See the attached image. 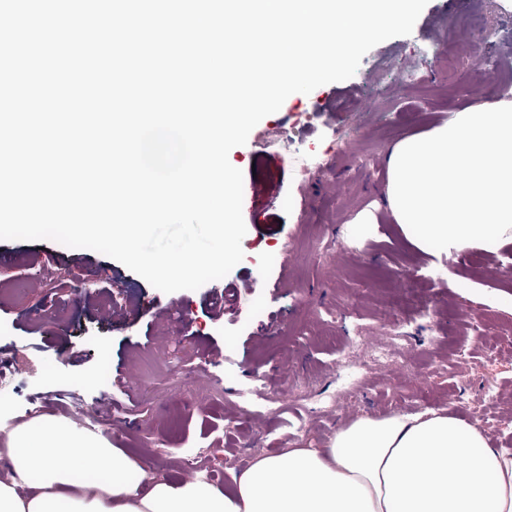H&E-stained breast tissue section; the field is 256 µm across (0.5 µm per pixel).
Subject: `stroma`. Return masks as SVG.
I'll return each mask as SVG.
<instances>
[{
    "label": "stroma",
    "instance_id": "obj_1",
    "mask_svg": "<svg viewBox=\"0 0 512 512\" xmlns=\"http://www.w3.org/2000/svg\"><path fill=\"white\" fill-rule=\"evenodd\" d=\"M466 0H429L410 35L368 51L355 75L290 95L234 147L248 189L244 257L220 282L166 294L100 252L50 239L0 240V428L44 416L67 425L104 397L122 403L104 437L157 477L180 481L201 455L324 447L360 416L445 408L488 421L512 411V243L449 258L414 246L386 203V153L448 113L498 94L512 66V12H496L490 60L473 72ZM416 71L396 86L395 68ZM333 108L335 118L324 115ZM310 160L301 175L291 160ZM374 211L377 223L358 216ZM502 268L489 278L491 268ZM251 277V295L213 316L216 286ZM171 312L156 328L154 311ZM430 313L397 367L371 365L347 341L389 342L392 320ZM224 361L205 363L203 352ZM122 371L127 388L100 386ZM493 400H486V391Z\"/></svg>",
    "mask_w": 512,
    "mask_h": 512
}]
</instances>
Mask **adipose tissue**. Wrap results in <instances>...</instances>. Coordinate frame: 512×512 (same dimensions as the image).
I'll use <instances>...</instances> for the list:
<instances>
[{
	"mask_svg": "<svg viewBox=\"0 0 512 512\" xmlns=\"http://www.w3.org/2000/svg\"><path fill=\"white\" fill-rule=\"evenodd\" d=\"M386 201L416 246L512 242V100L449 113L394 144ZM0 512H512V451L446 409L361 417L322 448L256 456L234 487L150 474L102 436L47 418L9 435Z\"/></svg>",
	"mask_w": 512,
	"mask_h": 512,
	"instance_id": "1",
	"label": "adipose tissue"
}]
</instances>
